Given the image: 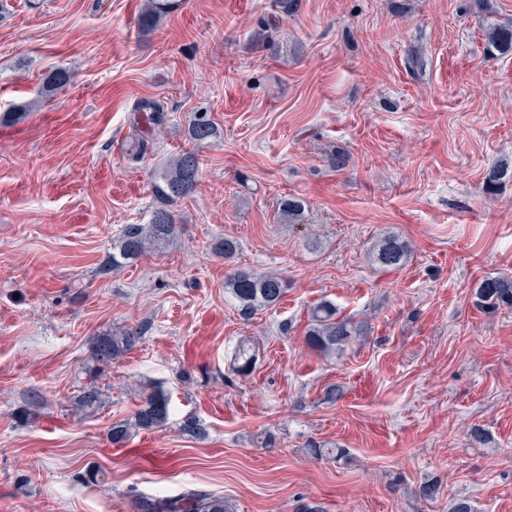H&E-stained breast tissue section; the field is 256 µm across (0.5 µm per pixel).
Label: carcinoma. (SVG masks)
Listing matches in <instances>:
<instances>
[{
  "instance_id": "obj_1",
  "label": "carcinoma",
  "mask_w": 512,
  "mask_h": 512,
  "mask_svg": "<svg viewBox=\"0 0 512 512\" xmlns=\"http://www.w3.org/2000/svg\"><path fill=\"white\" fill-rule=\"evenodd\" d=\"M181 0H146L138 19L139 28L146 32L154 30L158 23L176 7ZM489 42L501 54L512 52V25H497L489 32ZM71 81V72L66 67H58L43 83L41 93L50 96ZM139 121L135 135L127 150V160L138 162L146 154L151 143V129L164 122L162 105L144 99L136 105ZM220 131L207 112L195 114L188 129V138L201 146L218 138ZM201 159L195 149H184L177 153L158 173L154 180V196L158 205L152 210L148 223L128 224L115 252L112 253V267L120 268L145 253L163 249L171 243L177 232L176 216L172 204L179 199L191 196L199 183ZM281 216L293 223L303 215L304 204L296 197L284 198L279 203ZM239 249L238 242L230 237L219 239L213 246L214 253L224 259L232 258ZM409 258V246L395 235H387L379 240L373 251V261L386 270H397ZM224 288L235 301L239 315L249 320L256 314L276 306L288 290V281L281 275L271 272H258L253 269H236L224 280ZM473 304L476 308L493 313L502 307H512V278L508 276L486 277L474 288ZM365 333L363 323H356L338 316L336 305L324 300L312 311L305 341L320 353L328 354L343 348L354 336ZM142 340L139 328H124L111 334L92 339V352L100 364L110 365L112 361L134 350ZM254 362L252 346L242 342L238 346L233 367L241 375L251 373ZM102 391L96 387L85 389L74 399V409L90 410L100 403ZM170 419V397L162 390L147 394L143 404L135 413L134 425L139 429L162 428ZM180 430L187 436L203 439L207 431L194 415L183 418ZM310 453L316 458L337 459L346 454V449L336 445L315 442L310 445ZM140 512H229L224 498L203 490H190L179 497L150 498L140 496Z\"/></svg>"
}]
</instances>
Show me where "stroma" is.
<instances>
[{
    "label": "stroma",
    "mask_w": 512,
    "mask_h": 512,
    "mask_svg": "<svg viewBox=\"0 0 512 512\" xmlns=\"http://www.w3.org/2000/svg\"><path fill=\"white\" fill-rule=\"evenodd\" d=\"M144 2L0 0V512H137L134 494L190 489L232 512H512V308L471 298L512 275V178L486 187L512 162V54L486 39L512 0H184L147 34ZM59 66L70 84L42 97ZM141 99L165 120L132 163ZM200 110L220 136L176 239L112 269ZM387 233L410 245L401 269L369 258ZM235 268L281 274L285 297L243 320ZM323 299L368 325L332 357L305 341ZM135 326L140 344L98 366L92 338ZM92 384L101 404L74 410ZM153 386L166 427L112 444ZM188 415L206 439L182 434Z\"/></svg>",
    "instance_id": "stroma-1"
}]
</instances>
